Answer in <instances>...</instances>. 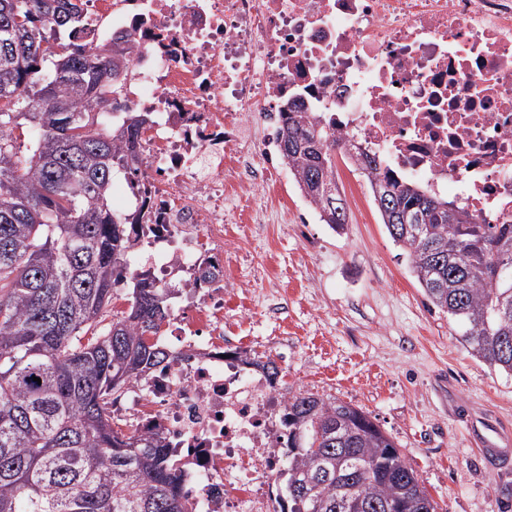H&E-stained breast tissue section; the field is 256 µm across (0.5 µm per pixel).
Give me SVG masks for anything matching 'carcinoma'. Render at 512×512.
Instances as JSON below:
<instances>
[{"mask_svg":"<svg viewBox=\"0 0 512 512\" xmlns=\"http://www.w3.org/2000/svg\"><path fill=\"white\" fill-rule=\"evenodd\" d=\"M91 27L83 0H0V512H191L161 438L129 435L111 413L129 384L176 361L155 339L175 295L131 271L128 225L150 202L141 135L155 123L117 98L133 33L93 54ZM282 116L283 161L320 221L343 231L340 142L301 98ZM358 171L427 300L474 357L512 375V223L478 224L366 152ZM119 179L135 190L128 215L111 204ZM127 284L128 309L112 310ZM283 428L274 512H354L358 500L437 512L362 410L303 391Z\"/></svg>","mask_w":512,"mask_h":512,"instance_id":"1","label":"carcinoma"}]
</instances>
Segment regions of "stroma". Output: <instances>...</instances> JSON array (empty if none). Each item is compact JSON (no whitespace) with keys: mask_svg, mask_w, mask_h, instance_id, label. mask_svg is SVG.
Instances as JSON below:
<instances>
[{"mask_svg":"<svg viewBox=\"0 0 512 512\" xmlns=\"http://www.w3.org/2000/svg\"><path fill=\"white\" fill-rule=\"evenodd\" d=\"M287 216L253 224L255 209ZM224 258L242 296L230 317L247 352L274 357L289 393L362 409L396 443L438 512H512V461L489 469L478 426L512 429V375L464 348L424 296L369 192L343 234L322 224L284 173L277 193L236 199Z\"/></svg>","mask_w":512,"mask_h":512,"instance_id":"stroma-1","label":"stroma"}]
</instances>
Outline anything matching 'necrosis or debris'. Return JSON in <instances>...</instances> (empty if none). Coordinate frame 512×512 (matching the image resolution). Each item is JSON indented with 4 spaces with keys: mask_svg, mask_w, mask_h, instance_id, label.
<instances>
[{
    "mask_svg": "<svg viewBox=\"0 0 512 512\" xmlns=\"http://www.w3.org/2000/svg\"><path fill=\"white\" fill-rule=\"evenodd\" d=\"M94 50L134 32L125 98L161 120L143 154L165 248L158 285L187 304L176 362L132 383L113 411L160 434L192 512H273L288 399L224 355L230 275L225 195L272 183L286 100L383 168L451 197L481 224L512 223V0H85Z\"/></svg>",
    "mask_w": 512,
    "mask_h": 512,
    "instance_id": "necrosis-or-debris-1",
    "label": "necrosis or debris"
}]
</instances>
